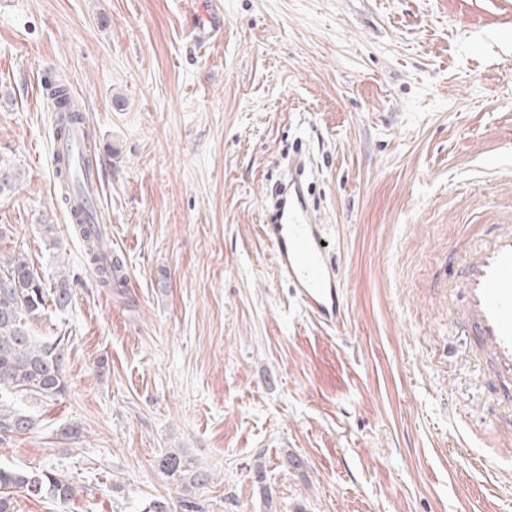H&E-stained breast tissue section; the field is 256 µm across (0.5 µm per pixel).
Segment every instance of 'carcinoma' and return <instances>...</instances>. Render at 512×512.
I'll list each match as a JSON object with an SVG mask.
<instances>
[{
  "label": "carcinoma",
  "mask_w": 512,
  "mask_h": 512,
  "mask_svg": "<svg viewBox=\"0 0 512 512\" xmlns=\"http://www.w3.org/2000/svg\"><path fill=\"white\" fill-rule=\"evenodd\" d=\"M50 94L47 107L66 105L71 121L84 125L85 137L92 129L86 124L84 113L74 100L65 98V83L55 79L47 83ZM64 204L71 203L75 191L72 169L63 165L56 172ZM72 233L79 237L85 254L99 283L112 287L121 281L112 274V258L102 251V232L96 225H73ZM72 300L69 278L65 272L56 276L51 288L23 256H11L0 272V432L3 434L26 431L33 425L32 418L9 403L7 396L23 394L54 400L66 390L63 374L64 349L60 343L43 342L26 327V318H34L51 304L59 310L67 308ZM159 473L181 487H203L211 481L210 473L195 461L176 451H166L155 462ZM19 489L33 499L52 498L68 502L76 493L75 486L64 476L50 472L0 468V512H11V490Z\"/></svg>",
  "instance_id": "carcinoma-1"
}]
</instances>
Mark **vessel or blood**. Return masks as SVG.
<instances>
[{"instance_id": "vessel-or-blood-1", "label": "vessel or blood", "mask_w": 512, "mask_h": 512, "mask_svg": "<svg viewBox=\"0 0 512 512\" xmlns=\"http://www.w3.org/2000/svg\"><path fill=\"white\" fill-rule=\"evenodd\" d=\"M261 234L300 306L320 326L339 325L344 316L340 270L327 229L315 223L300 180L281 184ZM455 286L461 305L451 313V327L470 336L496 393L512 408V224L498 225L466 252Z\"/></svg>"}]
</instances>
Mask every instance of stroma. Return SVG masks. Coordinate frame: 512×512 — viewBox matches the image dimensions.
<instances>
[{
  "instance_id": "obj_1",
  "label": "stroma",
  "mask_w": 512,
  "mask_h": 512,
  "mask_svg": "<svg viewBox=\"0 0 512 512\" xmlns=\"http://www.w3.org/2000/svg\"><path fill=\"white\" fill-rule=\"evenodd\" d=\"M204 1L224 26L201 50ZM51 77L97 131L124 287L53 186ZM296 156L340 267L332 330L260 232ZM0 160V257L72 288L28 322L62 339L67 389L16 399L36 424L0 436V466L77 494L14 512H512V418L449 333L447 281L512 224V0H0ZM170 449L212 482L169 484ZM73 224L71 229L72 233L79 237L85 248V254L88 258L89 264L92 266L99 283L102 286L112 288V282H119L124 280L125 276L121 279L120 275L112 274V262L123 263L125 262V254L123 252H112L110 257H106L102 251V244L104 241L101 228L95 224H84L85 222H78ZM96 226L98 232L96 233Z\"/></svg>"
}]
</instances>
